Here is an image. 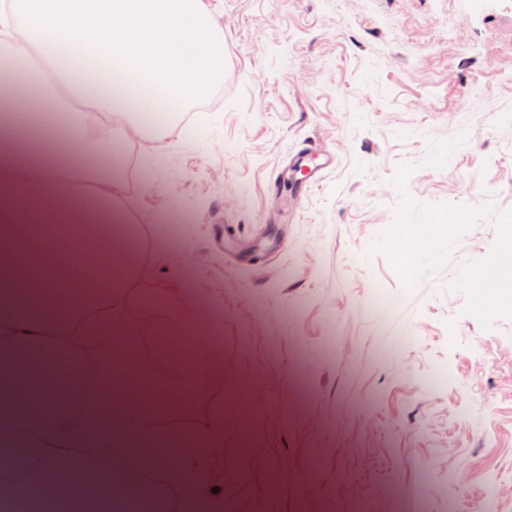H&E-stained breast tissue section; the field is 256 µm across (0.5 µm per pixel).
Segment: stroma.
Listing matches in <instances>:
<instances>
[{
    "instance_id": "1",
    "label": "stroma",
    "mask_w": 512,
    "mask_h": 512,
    "mask_svg": "<svg viewBox=\"0 0 512 512\" xmlns=\"http://www.w3.org/2000/svg\"><path fill=\"white\" fill-rule=\"evenodd\" d=\"M224 91L126 144L117 198L150 234L128 325L218 330L182 430L224 429L198 491L231 512H512V318L447 285L486 257L467 229L417 289L374 250L399 166L419 203L512 210V0H202ZM334 165L303 202L288 156ZM161 293L159 307L143 298Z\"/></svg>"
}]
</instances>
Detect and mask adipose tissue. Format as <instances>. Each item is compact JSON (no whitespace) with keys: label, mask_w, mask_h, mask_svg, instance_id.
I'll return each instance as SVG.
<instances>
[{"label":"adipose tissue","mask_w":512,"mask_h":512,"mask_svg":"<svg viewBox=\"0 0 512 512\" xmlns=\"http://www.w3.org/2000/svg\"><path fill=\"white\" fill-rule=\"evenodd\" d=\"M19 31L53 64L66 93L92 101L77 114L76 136L60 138L47 125L29 158L18 147L23 117L57 105L31 86L26 61L14 55ZM223 63L224 34L201 0H0V277L9 282L0 296V458L33 469L56 512H113L115 486L153 493L141 478L145 458L179 461L188 478L224 445L217 428L184 436L171 413L173 388L206 397L208 346L181 356L176 387L147 396L131 382L117 391L102 374L97 388H82L84 347L108 335L110 322L101 311L107 296L88 289L76 254L103 256L113 242L100 240L90 213L65 206L58 177L71 158L88 163L124 142L128 124L171 123L212 92ZM42 220L49 229L34 230ZM146 396L161 425L136 453L133 428L116 415L131 414L132 401Z\"/></svg>","instance_id":"adipose-tissue-1"}]
</instances>
